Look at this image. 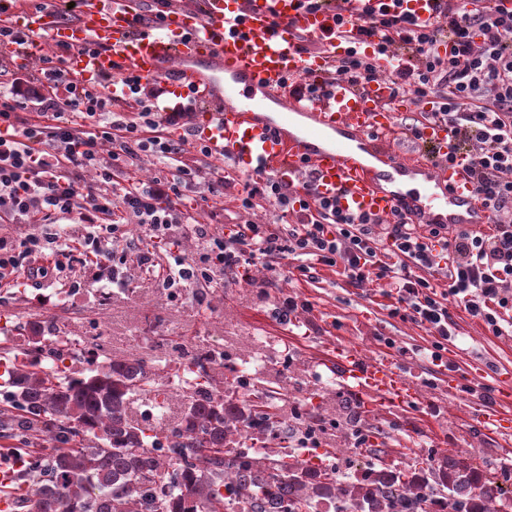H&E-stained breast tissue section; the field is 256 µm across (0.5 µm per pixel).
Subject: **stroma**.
Masks as SVG:
<instances>
[{
  "label": "stroma",
  "instance_id": "1",
  "mask_svg": "<svg viewBox=\"0 0 512 512\" xmlns=\"http://www.w3.org/2000/svg\"><path fill=\"white\" fill-rule=\"evenodd\" d=\"M184 206L214 233L230 232L238 220L236 204L229 198L216 203L190 192ZM197 245L190 227L182 224L174 226L165 244L145 236L137 225H128L121 243L127 255L123 273H104L97 282L77 265L57 277L0 287V334L11 337L13 347L20 349L25 345V323L50 321L61 334L77 338L85 351L137 353L167 363L158 382L171 395L165 415L169 422L181 411L176 374L186 353L214 356L208 372L216 389L224 387V365L229 362L248 371L258 388L276 391L280 409L309 403L332 418L342 400L357 397L338 382L331 365L328 345L336 338L337 326H345L346 339L371 356L385 351L389 338L407 348L426 347L432 340L424 328L390 316V301L380 286L354 287L337 267L320 268L317 280L311 281L281 261L277 285L264 295L242 277L217 279L207 288L163 287L160 273L168 252L187 255ZM284 294L311 304L290 325L275 314ZM450 312L457 340L449 346L448 356L456 366L480 362L512 367V338L492 335L463 308L454 306ZM427 368V362L413 358L403 373L425 401L438 406V413L367 412L373 432L381 433L387 444H401L404 453L396 465L427 467L424 451L434 448L443 456L465 451L500 468L499 441L474 427L467 396H449L439 377L422 381Z\"/></svg>",
  "mask_w": 512,
  "mask_h": 512
}]
</instances>
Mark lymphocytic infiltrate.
I'll use <instances>...</instances> for the list:
<instances>
[{"instance_id": "lymphocytic-infiltrate-1", "label": "lymphocytic infiltrate", "mask_w": 512, "mask_h": 512, "mask_svg": "<svg viewBox=\"0 0 512 512\" xmlns=\"http://www.w3.org/2000/svg\"><path fill=\"white\" fill-rule=\"evenodd\" d=\"M335 37L299 40L305 54H327L332 80L384 82L390 99L430 100L431 109L400 125L418 137L425 124L448 130V157H464L475 191L488 212V229L429 224L418 227L401 212L370 221L344 213L315 196L307 181L274 174L248 178L236 195L240 220L227 235L211 233L180 204L186 191L222 199L231 182L222 167L186 160L188 149L211 151L191 125L189 112L155 107L165 90L160 80L105 76L86 84L64 68L67 46L41 57L36 89L21 79L5 56L20 34L0 26V220H24L17 234L0 231V281L44 279L72 262L94 276L118 271L125 227L166 237L189 224L200 242L192 255H177L165 271L166 285L191 287L215 274L235 277L261 262L294 261L300 276L314 278L318 266L342 267L360 287L385 281L393 293L390 316L426 327L429 349L416 356L432 366L448 364L455 337L450 304L463 305L495 336H512V0H443L435 17L383 11L336 16ZM346 42L337 52L333 39ZM80 119L60 124L62 109ZM160 163L158 174L125 187L117 169L141 157ZM277 206L279 222L254 221L256 209ZM78 214L74 235L58 228V217ZM36 255L50 266L31 265ZM359 448L370 440L359 409L345 407L332 426L294 427L288 435L302 448L320 447L327 435Z\"/></svg>"}]
</instances>
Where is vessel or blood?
<instances>
[{"label": "vessel or blood", "mask_w": 512, "mask_h": 512, "mask_svg": "<svg viewBox=\"0 0 512 512\" xmlns=\"http://www.w3.org/2000/svg\"><path fill=\"white\" fill-rule=\"evenodd\" d=\"M145 3L76 0L77 18L71 23L59 18L62 0L41 10L21 4L0 13V25L28 33L19 51L23 61L39 57L50 44L69 46L65 67L75 81L105 74L163 80L177 96L193 100L203 138L231 168L288 179L311 173L318 196L336 200L357 217H383L397 209L420 224L484 223L466 162L445 160V126L425 125L417 154L401 155L390 139L398 133L397 113L408 110L410 101L389 109L382 84L329 83L330 58L295 50L297 37L334 29V0H323L317 9L302 0H205L200 9L188 0H170L158 18ZM381 3L422 20L436 7L435 0H369L373 7ZM304 73L319 80L316 93H295L291 81ZM266 97L277 99L278 118L260 115ZM297 115L310 121L298 134L289 129ZM360 148L374 155L375 164L358 158ZM410 168L432 183L430 194L393 189L395 175ZM333 359L338 381L354 384L372 405L388 411L413 407L416 388L395 358L369 357L340 342ZM447 377L452 395L465 385L492 388L496 406L472 398V415L484 433L512 435V409L505 405L512 399L511 370L473 364Z\"/></svg>", "instance_id": "vessel-or-blood-1"}]
</instances>
